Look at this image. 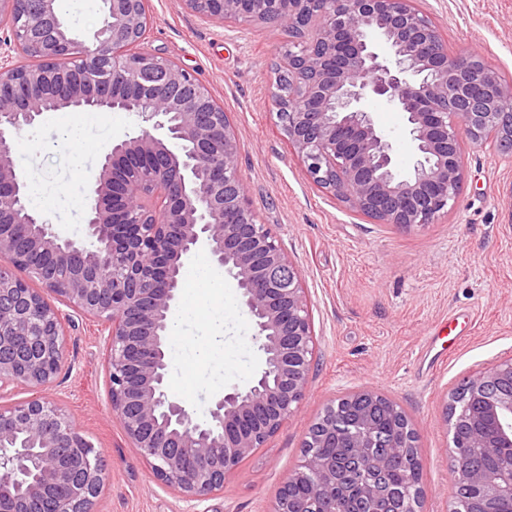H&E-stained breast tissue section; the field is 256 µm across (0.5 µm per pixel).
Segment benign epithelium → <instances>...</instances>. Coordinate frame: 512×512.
<instances>
[{"instance_id":"benign-epithelium-1","label":"benign epithelium","mask_w":512,"mask_h":512,"mask_svg":"<svg viewBox=\"0 0 512 512\" xmlns=\"http://www.w3.org/2000/svg\"><path fill=\"white\" fill-rule=\"evenodd\" d=\"M219 22L266 23L302 42L308 19L326 22L292 60L294 100L288 140L308 176L351 209L380 224L421 231L452 210L463 180L461 141L491 135L512 154V113L501 109L512 85L477 54L448 53L413 0H178ZM146 0H104L87 41L72 32L59 0H0L8 28L0 55V389L40 388L61 369L67 345L60 300L107 330L108 396L123 433L153 475L188 502L221 489L244 459L264 446L299 410L315 353L305 290L273 232L257 223L242 188L235 136L207 86L171 59L141 50ZM30 49L38 63H11ZM385 100L404 113L416 153L398 170L392 142L365 108ZM139 133L112 144L95 175L87 205L90 245L62 236L24 208L26 183L12 162L22 133L47 112L69 108L130 111ZM34 224L29 248L67 266L32 263L17 246V227ZM204 253L232 279L252 316L258 368L244 387L224 391L199 419L168 391L167 357L181 288L180 269ZM24 270L29 280L11 268ZM294 274L288 285L276 277ZM512 356L477 370L467 394L477 417L498 429L497 448L512 447ZM339 402L363 406L356 426L331 419L305 440L303 462L289 480L314 476L336 483V461L312 453L341 438L357 460L379 471L390 458L417 471L415 443L403 429L384 439L373 417L385 406L373 390ZM453 482L477 486L491 504L512 498V456L477 468L463 450L451 455ZM102 450L54 402L36 395L0 405V512H93L102 492Z\"/></svg>"}]
</instances>
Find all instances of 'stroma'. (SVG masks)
<instances>
[{"label":"stroma","instance_id":"stroma-1","mask_svg":"<svg viewBox=\"0 0 512 512\" xmlns=\"http://www.w3.org/2000/svg\"><path fill=\"white\" fill-rule=\"evenodd\" d=\"M449 53L479 52L512 83V0H414ZM143 50L195 72L234 130L238 166L258 223L277 236L306 292L316 355L298 413L226 478L221 491L192 504L152 474L131 448L108 397L104 328L63 307L68 333L62 368L43 387L79 431L104 452L108 479L93 512H270L303 459L309 426L331 401L372 388L395 400L418 433L424 512H451L452 478L445 404L481 367L512 355V160L494 141L462 143L464 181L456 207L422 231H403L349 210L317 187L270 104L281 28L205 19L177 0H147ZM392 141L400 170L416 157L405 117L386 102L366 103ZM81 120L83 139H64ZM138 130L132 112L67 110L45 115L19 139L13 160L39 189L40 214L64 236L86 238L85 199L113 142ZM475 325L441 365L428 342L449 313ZM214 345L200 362L198 348ZM258 360L249 315L233 280L223 299L200 301L182 320L169 353V392L198 417L224 389L245 386Z\"/></svg>","mask_w":512,"mask_h":512}]
</instances>
